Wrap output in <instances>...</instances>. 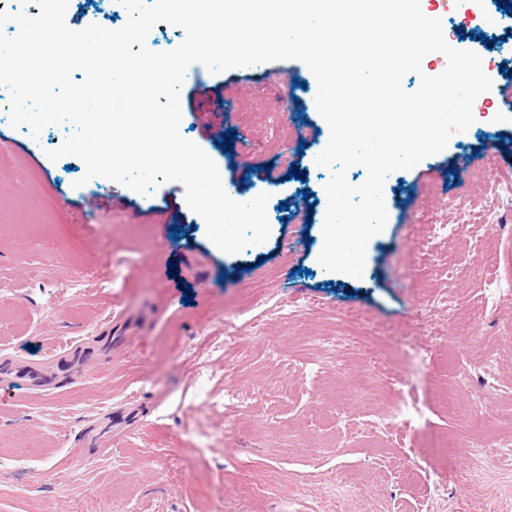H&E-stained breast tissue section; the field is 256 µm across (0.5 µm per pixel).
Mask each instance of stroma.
I'll list each match as a JSON object with an SVG mask.
<instances>
[{"label": "stroma", "instance_id": "stroma-1", "mask_svg": "<svg viewBox=\"0 0 512 512\" xmlns=\"http://www.w3.org/2000/svg\"><path fill=\"white\" fill-rule=\"evenodd\" d=\"M422 3L512 89V13L497 0ZM126 20L118 0H69L73 29ZM477 31L492 45L472 42ZM316 92L298 60L186 70L184 137L232 192L270 195L269 239L237 254L208 239L180 183L148 196L104 178L78 186L80 159L45 155L63 129L30 140L0 101V362L52 370L73 350L90 353L88 376L48 390L0 376V512H512V447L496 445L512 430V298H483L490 280L512 285V232L502 229L512 205L493 187L512 175V107L474 105V123L445 150L387 177V224L354 278L318 262L330 173L314 156L330 131ZM282 96L288 106L273 114ZM280 124L296 141L279 137ZM211 125L234 130L231 152ZM469 199L476 230L427 244L431 225L456 223ZM129 255L125 287H97ZM246 301L253 316L237 327L248 348L211 361L214 388L248 410L238 423L189 376ZM340 334L346 345L331 353L306 345ZM400 336L427 342V362ZM393 372L421 414L388 429ZM126 409L135 425L114 429ZM196 426L218 443L198 451Z\"/></svg>", "mask_w": 512, "mask_h": 512}]
</instances>
